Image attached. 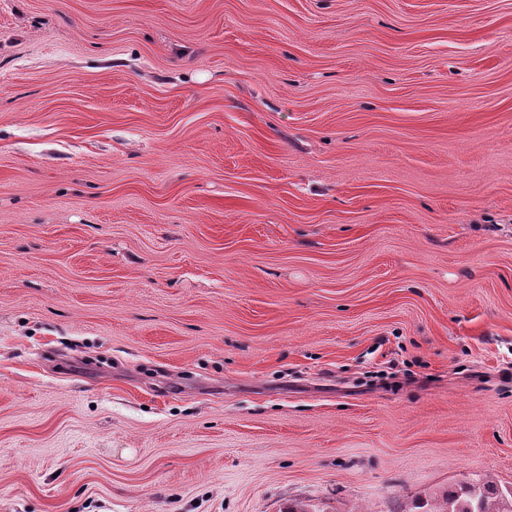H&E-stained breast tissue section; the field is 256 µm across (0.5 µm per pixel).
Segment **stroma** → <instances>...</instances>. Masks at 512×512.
Wrapping results in <instances>:
<instances>
[{"label": "stroma", "instance_id": "1", "mask_svg": "<svg viewBox=\"0 0 512 512\" xmlns=\"http://www.w3.org/2000/svg\"><path fill=\"white\" fill-rule=\"evenodd\" d=\"M512 486V0H0V512H409Z\"/></svg>", "mask_w": 512, "mask_h": 512}]
</instances>
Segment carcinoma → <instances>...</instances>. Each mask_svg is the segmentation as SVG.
Masks as SVG:
<instances>
[{
	"label": "carcinoma",
	"mask_w": 512,
	"mask_h": 512,
	"mask_svg": "<svg viewBox=\"0 0 512 512\" xmlns=\"http://www.w3.org/2000/svg\"><path fill=\"white\" fill-rule=\"evenodd\" d=\"M425 512H512V487L479 478L434 497Z\"/></svg>",
	"instance_id": "obj_1"
}]
</instances>
